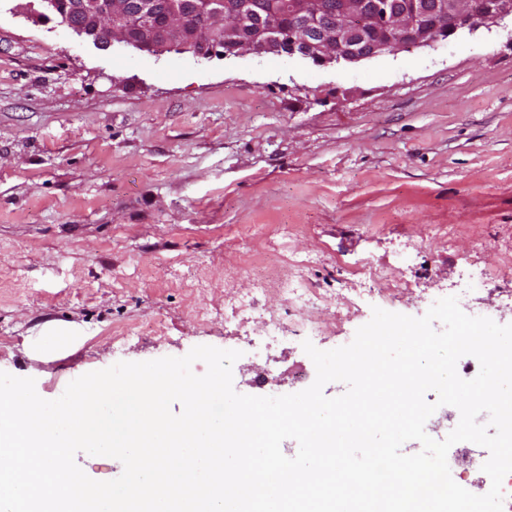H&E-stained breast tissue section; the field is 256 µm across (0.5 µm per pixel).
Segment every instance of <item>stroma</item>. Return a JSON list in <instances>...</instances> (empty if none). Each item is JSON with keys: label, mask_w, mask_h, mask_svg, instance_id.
<instances>
[{"label": "stroma", "mask_w": 512, "mask_h": 512, "mask_svg": "<svg viewBox=\"0 0 512 512\" xmlns=\"http://www.w3.org/2000/svg\"><path fill=\"white\" fill-rule=\"evenodd\" d=\"M293 253L329 298L312 337L275 289ZM368 264L394 301L361 295ZM251 291L258 319L225 316ZM446 296L512 323V30L344 66L199 60L101 50L0 0V371L53 400L210 345L240 351L236 392L279 396L316 378L303 341L341 347L374 307ZM269 315L288 332L262 350Z\"/></svg>", "instance_id": "1"}]
</instances>
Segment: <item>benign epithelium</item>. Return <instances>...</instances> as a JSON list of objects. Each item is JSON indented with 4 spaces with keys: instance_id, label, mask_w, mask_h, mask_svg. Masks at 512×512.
<instances>
[{
    "instance_id": "benign-epithelium-1",
    "label": "benign epithelium",
    "mask_w": 512,
    "mask_h": 512,
    "mask_svg": "<svg viewBox=\"0 0 512 512\" xmlns=\"http://www.w3.org/2000/svg\"><path fill=\"white\" fill-rule=\"evenodd\" d=\"M33 16L58 20L101 50L114 43L198 59L298 56L343 65L427 47L512 19V0H28ZM288 23L281 22V16Z\"/></svg>"
}]
</instances>
